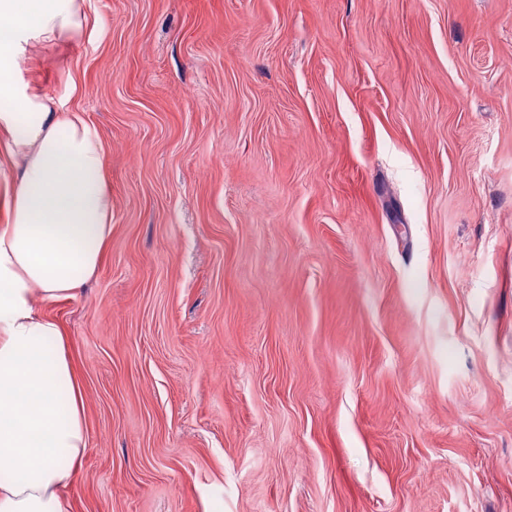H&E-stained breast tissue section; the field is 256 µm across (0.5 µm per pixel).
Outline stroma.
<instances>
[{
  "label": "stroma",
  "instance_id": "obj_1",
  "mask_svg": "<svg viewBox=\"0 0 512 512\" xmlns=\"http://www.w3.org/2000/svg\"><path fill=\"white\" fill-rule=\"evenodd\" d=\"M72 512H512V0H89ZM76 90H69V83Z\"/></svg>",
  "mask_w": 512,
  "mask_h": 512
}]
</instances>
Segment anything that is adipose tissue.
<instances>
[{"instance_id":"obj_1","label":"adipose tissue","mask_w":512,"mask_h":512,"mask_svg":"<svg viewBox=\"0 0 512 512\" xmlns=\"http://www.w3.org/2000/svg\"><path fill=\"white\" fill-rule=\"evenodd\" d=\"M89 0H0V512H72L67 488L87 452L81 386L67 336L36 298L76 296L112 235V196L96 129L19 83L38 48L80 38Z\"/></svg>"}]
</instances>
